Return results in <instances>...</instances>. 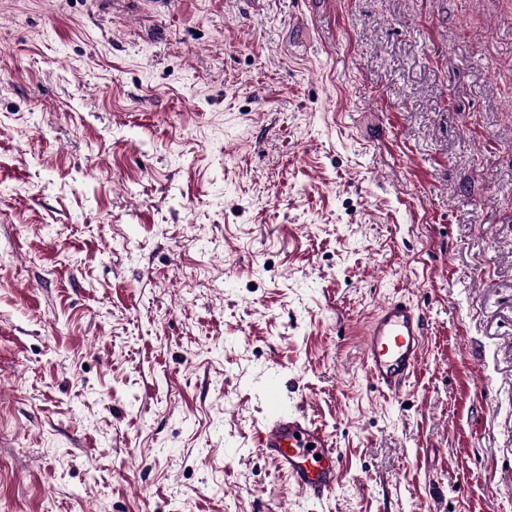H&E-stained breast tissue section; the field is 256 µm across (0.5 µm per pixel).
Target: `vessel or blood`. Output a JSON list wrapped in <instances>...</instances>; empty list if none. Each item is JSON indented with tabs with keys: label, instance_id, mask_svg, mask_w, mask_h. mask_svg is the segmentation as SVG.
<instances>
[{
	"label": "vessel or blood",
	"instance_id": "vessel-or-blood-1",
	"mask_svg": "<svg viewBox=\"0 0 512 512\" xmlns=\"http://www.w3.org/2000/svg\"><path fill=\"white\" fill-rule=\"evenodd\" d=\"M425 340L418 307L405 299L383 303L372 314L364 340L370 382L388 393H399L420 367ZM258 449L307 498H327L339 484L343 455L304 409L286 411L270 402Z\"/></svg>",
	"mask_w": 512,
	"mask_h": 512
}]
</instances>
